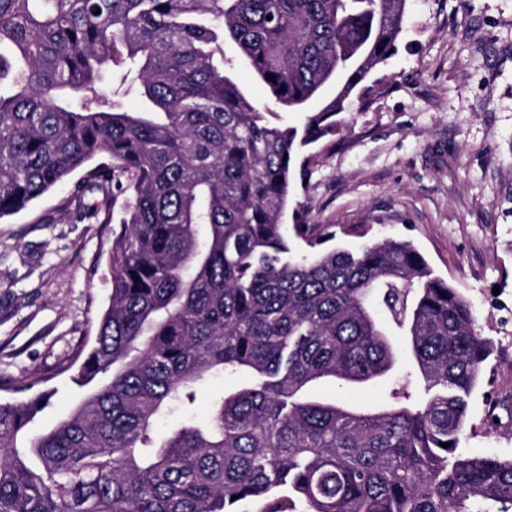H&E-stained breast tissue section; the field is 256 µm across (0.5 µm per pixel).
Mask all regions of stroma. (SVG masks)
Returning a JSON list of instances; mask_svg holds the SVG:
<instances>
[{
  "instance_id": "35a3bbf8",
  "label": "stroma",
  "mask_w": 512,
  "mask_h": 512,
  "mask_svg": "<svg viewBox=\"0 0 512 512\" xmlns=\"http://www.w3.org/2000/svg\"><path fill=\"white\" fill-rule=\"evenodd\" d=\"M366 83L370 95L341 113L336 136L301 154L305 178L286 221L331 225L346 248L411 242L473 304L477 332L498 352L470 399L461 445L511 459L512 413L494 423L489 411L512 406V0H406L395 50ZM82 178L0 221V400H24L25 385L49 392L40 428L87 396L73 377L112 293L122 209L77 222L69 198ZM241 383L217 374L198 385L192 405L158 420V435L205 423L215 399ZM387 392L384 382L313 390L363 407Z\"/></svg>"
}]
</instances>
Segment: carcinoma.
<instances>
[{
  "instance_id": "cac0c4a2",
  "label": "carcinoma",
  "mask_w": 512,
  "mask_h": 512,
  "mask_svg": "<svg viewBox=\"0 0 512 512\" xmlns=\"http://www.w3.org/2000/svg\"><path fill=\"white\" fill-rule=\"evenodd\" d=\"M404 5L0 0V219L82 169L77 218L124 212L78 371L103 383L36 434L43 397L0 402V512H512V459L461 447L493 351L472 304L409 243L323 249V226L283 222L298 157L370 92ZM242 63L302 127L266 120ZM108 69L142 109L102 94ZM333 80L341 96L308 109ZM219 373L247 382L158 436ZM384 379L377 407L310 394Z\"/></svg>"
}]
</instances>
